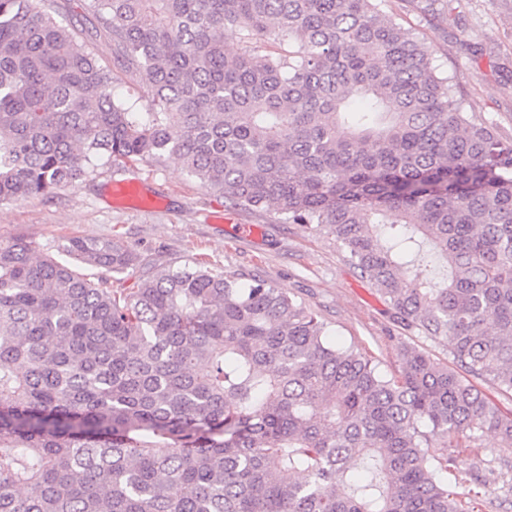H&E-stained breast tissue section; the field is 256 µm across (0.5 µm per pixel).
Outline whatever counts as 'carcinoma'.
Instances as JSON below:
<instances>
[{
  "label": "carcinoma",
  "instance_id": "cac0c4a2",
  "mask_svg": "<svg viewBox=\"0 0 512 512\" xmlns=\"http://www.w3.org/2000/svg\"><path fill=\"white\" fill-rule=\"evenodd\" d=\"M86 9L154 110L114 97L54 4L0 0V203L174 159L237 208L333 236L403 329L512 391V139L461 112L376 0ZM402 353L388 379L289 294L202 262L0 243V512H469L440 479L455 460L425 449L512 440V415Z\"/></svg>",
  "mask_w": 512,
  "mask_h": 512
}]
</instances>
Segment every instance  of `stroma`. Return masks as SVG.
<instances>
[{
	"mask_svg": "<svg viewBox=\"0 0 512 512\" xmlns=\"http://www.w3.org/2000/svg\"><path fill=\"white\" fill-rule=\"evenodd\" d=\"M55 2L57 20L83 28L103 64L111 65V51L84 0ZM379 7L424 42L472 121L496 123L512 137V0H455L444 21L424 15L417 0H381ZM129 179L145 182L148 195H162L163 207L114 206L113 184ZM236 224L259 225L261 234L238 238L232 232ZM75 236L119 241L156 265L199 261L216 271L265 279L304 302L337 341L361 349L385 377L398 375L406 345L453 362L446 340L396 326L388 302L353 269L334 237L233 207L176 161L107 166L78 186L0 204V243L22 237L45 249ZM427 454L455 459V469L441 479L469 502L470 512H512L511 441L477 431L457 446Z\"/></svg>",
	"mask_w": 512,
	"mask_h": 512,
	"instance_id": "obj_1",
	"label": "stroma"
}]
</instances>
